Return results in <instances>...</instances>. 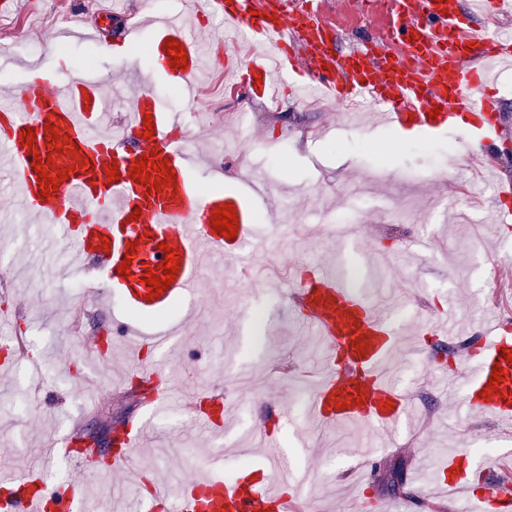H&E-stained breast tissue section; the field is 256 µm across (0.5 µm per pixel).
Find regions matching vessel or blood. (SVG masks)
<instances>
[{
  "label": "vessel or blood",
  "mask_w": 512,
  "mask_h": 512,
  "mask_svg": "<svg viewBox=\"0 0 512 512\" xmlns=\"http://www.w3.org/2000/svg\"><path fill=\"white\" fill-rule=\"evenodd\" d=\"M389 0L391 24L387 36L402 44L403 54L382 53L375 42L339 51L333 36L312 11L294 0H267L264 14H252L253 0H201L200 13L222 18L226 27L257 47L258 52L231 79H260V96H268L273 75L287 72L297 97L323 91L340 102L359 100L384 112L387 121L431 135L453 127L459 115L472 118V151L484 153L501 138L505 126L497 102L486 96L500 69L512 67V42L499 31L485 28L484 10L512 15V0ZM154 54L160 68L175 82L190 86L200 69L203 45L181 25L165 17L152 21ZM177 40L187 54L185 66L174 67L169 40ZM11 101L0 104V158L11 174L12 186L25 211L39 223L53 226L61 237L75 239L81 254L98 259L106 274L105 285L117 289L128 308L140 313L167 311L175 300L192 293L202 252L225 257L240 255L254 236L252 215L235 194L204 196L196 187V160L184 139L175 135L172 119L149 89L133 98L126 122L118 130L103 131L100 121L107 110L104 77L89 70L62 82L49 70L26 67ZM154 124L145 135L144 118ZM58 127L68 140L61 148L47 144L46 126ZM33 131L36 152H29L24 131ZM50 158L59 168H71L68 180L56 192L43 196L44 183L34 168L37 156ZM151 163L169 162L175 176L171 186L155 189L140 182L132 168L141 157ZM116 164L119 179H108L106 165ZM230 204L238 230L228 239L215 233V208ZM167 249L176 252L180 269L157 298H149L144 278L149 266L164 263ZM133 255H126V247ZM296 296L303 310L302 325L321 336L336 362L325 366L314 391L312 410L322 424L397 426L406 413V394L390 380L385 365L395 346V329L384 309L373 307L356 290L317 268L300 272ZM512 330L498 328L495 336H478L467 353L471 377L466 399L480 413L512 431ZM501 367L503 380L496 392L487 386L493 367ZM137 378H165L154 399L173 397L174 378L156 364L136 366ZM123 448L112 457L113 466L128 463L138 447L140 432L117 428ZM474 462L459 450L438 462L436 482L462 492L476 512H512V496L496 484L473 485ZM297 473L266 467L197 477L169 498L171 512H290L289 490L297 486ZM9 512H88L80 484L47 495L46 484L33 469L0 476Z\"/></svg>",
  "instance_id": "obj_1"
}]
</instances>
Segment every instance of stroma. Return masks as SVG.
Wrapping results in <instances>:
<instances>
[{"label":"stroma","mask_w":512,"mask_h":512,"mask_svg":"<svg viewBox=\"0 0 512 512\" xmlns=\"http://www.w3.org/2000/svg\"><path fill=\"white\" fill-rule=\"evenodd\" d=\"M125 2L97 41L73 40L65 51L58 47L57 14L80 11L82 25L91 27L108 0H19L1 14L0 52L11 62L0 67V100L23 77L16 61L42 59L61 79L95 68L114 91L103 117L114 126L130 112L139 80L147 79L199 160L198 186L209 188L213 176H222L252 210L264 244L246 249L245 260L264 275L241 280L229 260L208 254L193 294L165 313L136 314L119 297L104 300L94 292L99 265L52 238L0 173V209L13 214L12 223H0V310L12 311V334L28 340L0 368V463L38 470L55 488L82 483L95 512H148L149 499L135 496L143 486L174 491L209 469L228 477L265 463L268 428L301 474L299 499L317 501L320 512H370L373 497L394 501L400 512H420L422 498L445 504V512H472L460 494L416 480L460 448L494 451L495 465L480 463L477 479L512 480V436L468 407V370H456L454 359L433 348L440 325L457 339L478 327L488 333L502 307H512V217L493 204L500 182H512V155L500 156L493 176L467 159L462 127L403 138L367 107L312 108L288 94L282 111L267 112L244 85L224 97V46L213 38L224 29L222 19H196L180 12L177 0ZM158 12L177 17L205 47L190 102L176 98L175 85L155 69L149 20ZM131 27L139 30L138 50L111 52ZM456 154L464 155L462 166L452 165ZM254 168L267 177L265 192L247 179ZM462 168L474 180L468 193L451 186ZM348 255L358 271L354 289L396 318L391 379L404 392L437 397L431 420L411 406L391 430L316 422L310 399L323 350L298 321L288 279L302 264L345 276ZM177 322L185 325L183 339L166 366L179 400L151 411L124 374L135 359L157 360L153 337ZM275 360L313 377L274 372ZM215 391L224 395L220 433L184 416L189 401ZM140 421L148 445L118 474L90 473L76 459L48 452L59 437Z\"/></svg>","instance_id":"obj_1"}]
</instances>
